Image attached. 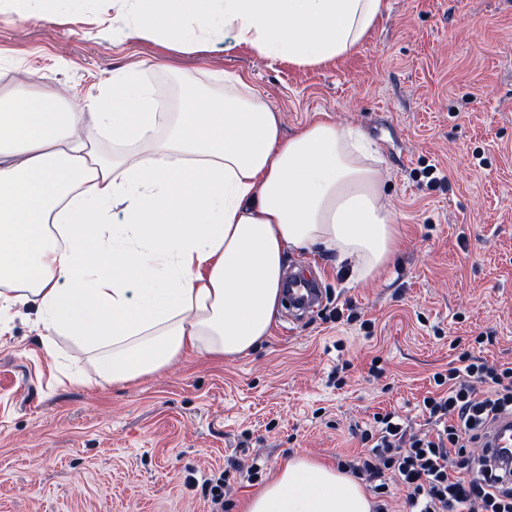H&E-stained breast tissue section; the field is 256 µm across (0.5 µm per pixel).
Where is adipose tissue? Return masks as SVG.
Here are the masks:
<instances>
[{"instance_id":"obj_1","label":"adipose tissue","mask_w":512,"mask_h":512,"mask_svg":"<svg viewBox=\"0 0 512 512\" xmlns=\"http://www.w3.org/2000/svg\"><path fill=\"white\" fill-rule=\"evenodd\" d=\"M124 38L191 49L212 37L318 66L360 46L384 0H115ZM166 110L139 70L112 75V108L0 89V325L34 304L36 327L90 354L119 385L188 350L231 359L270 333L286 255L319 248L359 280L392 258L396 218L362 133L317 119L283 137L238 74L197 77ZM109 137L111 157L98 155ZM243 512H372L362 486L298 456Z\"/></svg>"}]
</instances>
